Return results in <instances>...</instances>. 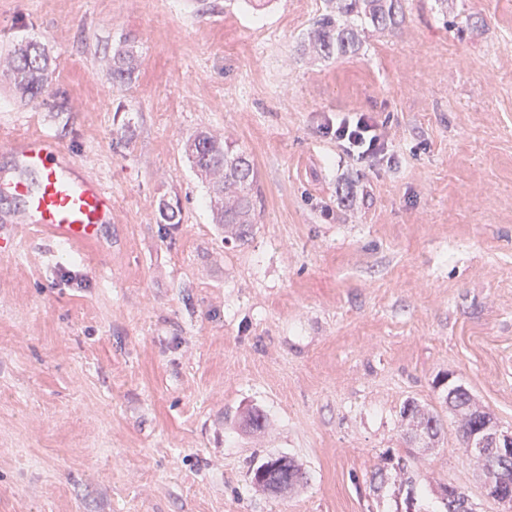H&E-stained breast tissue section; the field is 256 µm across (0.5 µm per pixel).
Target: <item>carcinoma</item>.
<instances>
[{
    "label": "carcinoma",
    "instance_id": "1",
    "mask_svg": "<svg viewBox=\"0 0 512 512\" xmlns=\"http://www.w3.org/2000/svg\"><path fill=\"white\" fill-rule=\"evenodd\" d=\"M408 0H336V8L319 15L307 34L310 51L329 59L356 53L360 43V31L369 25L376 30L397 29L404 16ZM50 51L47 45L28 41L19 45L0 61V75L13 81L29 104L39 106L54 96L49 73ZM137 70L133 47L121 42L112 50V64L108 81L112 89L122 90L132 82ZM192 168L205 176L211 205L219 213V223L230 230L224 242L243 244L257 223L255 198L257 172L251 157L240 149H234L226 141L198 132L189 137L185 145ZM446 400L455 410L458 420L457 433L460 441L477 424L492 422L490 414L478 409L470 394L462 386L448 389ZM401 417L409 422V442L433 441L444 431L442 417L435 410L413 400L404 403ZM482 470L491 468L499 472V481L512 485V461L504 465L490 448L474 452ZM252 482L273 493L299 483L304 473L286 455L270 457L252 467ZM442 503L445 512H470L467 495L459 488L446 485Z\"/></svg>",
    "mask_w": 512,
    "mask_h": 512
}]
</instances>
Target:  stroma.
<instances>
[{
	"label": "stroma",
	"mask_w": 512,
	"mask_h": 512,
	"mask_svg": "<svg viewBox=\"0 0 512 512\" xmlns=\"http://www.w3.org/2000/svg\"><path fill=\"white\" fill-rule=\"evenodd\" d=\"M326 5L0 0V56L46 44L56 91L33 108L0 79V165L48 132L115 218L106 264L30 228L0 256V512H440L447 484L503 512L445 397L512 429V0H409L329 60L301 49ZM344 112L383 122L391 162L342 154ZM200 130L255 162L247 243L186 158ZM408 400L442 415L433 445L406 442ZM280 454L304 482L254 487ZM121 42L112 50V64L109 67L108 81L112 90L120 91L132 82L137 70L133 47Z\"/></svg>",
	"instance_id": "1"
}]
</instances>
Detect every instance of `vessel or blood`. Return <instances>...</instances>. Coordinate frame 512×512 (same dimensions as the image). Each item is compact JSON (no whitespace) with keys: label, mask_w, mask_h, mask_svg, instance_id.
I'll use <instances>...</instances> for the list:
<instances>
[{"label":"vessel or blood","mask_w":512,"mask_h":512,"mask_svg":"<svg viewBox=\"0 0 512 512\" xmlns=\"http://www.w3.org/2000/svg\"><path fill=\"white\" fill-rule=\"evenodd\" d=\"M11 168L0 170V255L14 252L19 228L107 254L113 222L112 190L48 133L9 145Z\"/></svg>","instance_id":"vessel-or-blood-1"}]
</instances>
